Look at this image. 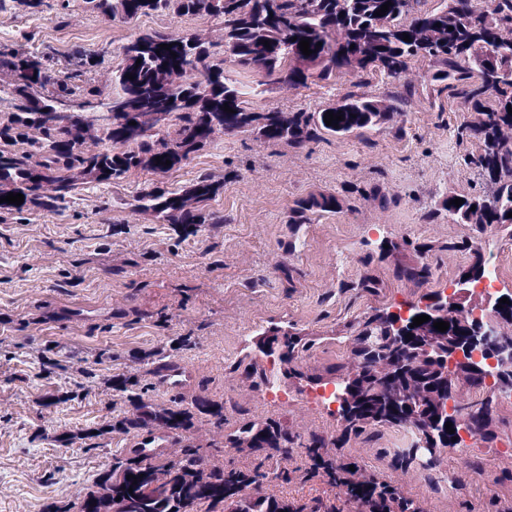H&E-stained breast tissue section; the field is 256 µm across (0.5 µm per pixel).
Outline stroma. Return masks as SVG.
<instances>
[{
    "label": "stroma",
    "mask_w": 512,
    "mask_h": 512,
    "mask_svg": "<svg viewBox=\"0 0 512 512\" xmlns=\"http://www.w3.org/2000/svg\"><path fill=\"white\" fill-rule=\"evenodd\" d=\"M147 30L203 31L215 40L223 34L214 19L159 13L125 23L83 0H70L65 10L45 0L39 13L13 0L0 10V48L48 53L59 69L77 51L95 53V84L105 98L123 45ZM224 69L251 87L246 101L258 111H315L350 93L405 100L378 127L326 135L302 148L242 133L217 138L162 179L171 189L202 175L223 182L207 204L223 223L195 234L175 235L127 208L152 181L146 172L81 184L56 213L0 217V512H65L93 490L126 452L129 434L116 426L134 412L117 388L126 378L137 379L144 401L159 409L199 401L220 409V416L199 415L180 431L172 458L191 445L203 449L207 469L253 467L254 457L228 441L248 421L273 420L297 443L324 438L369 475L388 477L389 449L406 445L400 426L344 435L332 412L309 402L303 375L350 362L369 318L425 302L446 280L461 278L474 261L475 239L497 238L504 290L512 294V231L429 217L435 202L475 195L484 185L469 164L480 144L461 131L479 115L455 91L427 82L432 62L412 60L406 89L363 72L261 92L258 75L230 61ZM319 192L336 194L341 209L290 223L295 202ZM414 264L427 265L429 277L400 275V266ZM288 331L313 345L292 360L296 373L281 405L268 399L262 375L282 373V365L255 361L248 340ZM179 336L195 344L171 353ZM148 351L187 365V386L160 385L155 366L139 360ZM291 403L307 404L306 414L293 415ZM491 418L494 453L478 441L441 450L447 469L470 461L461 492L445 499L443 512H503L512 488V407L493 404ZM107 426L111 434L93 448L56 441ZM309 468L297 447L288 482L265 481L250 492L299 498L314 512H354Z\"/></svg>",
    "instance_id": "stroma-1"
}]
</instances>
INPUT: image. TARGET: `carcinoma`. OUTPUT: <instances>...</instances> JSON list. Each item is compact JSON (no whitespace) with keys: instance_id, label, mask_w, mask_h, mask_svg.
I'll return each instance as SVG.
<instances>
[{"instance_id":"1","label":"carcinoma","mask_w":512,"mask_h":512,"mask_svg":"<svg viewBox=\"0 0 512 512\" xmlns=\"http://www.w3.org/2000/svg\"><path fill=\"white\" fill-rule=\"evenodd\" d=\"M391 2L383 16L374 12ZM422 0H84L92 10L134 22L153 13L193 15L220 19L221 42L192 33L183 35L148 31L122 47V64L112 72L115 88L112 122L96 125L83 112L61 118L59 105L79 97L97 95L85 80L98 66L94 53L79 54V68L52 72L49 56L23 49L0 50V103L7 117L0 120V142H22V153L0 149V198L21 193L20 205L0 203V215L31 210L55 211L63 207L78 185L86 181L109 183L133 171L164 176L187 163L221 134L247 133L257 141L285 142L301 147L324 134H346L372 128L398 110L401 98L350 95L342 102L314 112H255L243 106L245 86L225 74L229 56L241 68L261 74L263 84L278 90L297 89L309 80L328 81L348 72L377 70L393 81L407 80L415 58H429L438 68L431 81L458 91L481 115L463 129L481 144L471 158L480 177L493 184L490 193L463 197L451 204L450 195L435 211L463 224H512V0H442L429 11L417 9ZM453 30H448V27ZM409 35L410 41L403 40ZM310 39L313 53L300 51ZM270 46H265L264 41ZM322 46H317V43ZM169 44L168 50L160 48ZM134 79H128V76ZM229 106L233 112L224 111ZM343 116L338 126L324 122L327 112ZM166 116L158 123L155 116ZM161 163H156V159ZM171 165H165L166 161ZM224 183L200 176L179 190L154 182L144 187L128 206L175 229L197 232L222 219L206 210ZM333 194H311L295 202L289 223L309 224L311 216L336 211ZM449 323L440 332L433 323ZM355 338L353 357L381 349L401 363L408 354L391 347L380 318ZM426 344L443 349L458 332L454 313L448 312L416 327ZM414 376L383 380L365 373L354 380L356 413L344 433L357 434L367 426L397 425L396 394L420 387L411 403L413 420L437 414L435 393L448 376L440 360L417 352ZM482 428L490 422L485 400L460 406ZM156 420L168 428L187 430L193 425L185 409H162ZM282 428L275 423H248L234 439L251 454L279 448ZM304 453L313 468L323 470L328 483L345 498H355L368 512H420L419 501L399 496L393 485L365 474L359 461L325 452L323 440L313 438ZM258 477L288 479L277 466L254 472L208 470L199 449L189 448L178 460L156 463L138 455L118 457L112 469L99 477L96 489L77 505V512H99L100 499L109 495L112 512H201L203 505L219 503L228 512H308L300 499L250 496L239 493L243 484ZM133 492H128V489Z\"/></svg>"}]
</instances>
